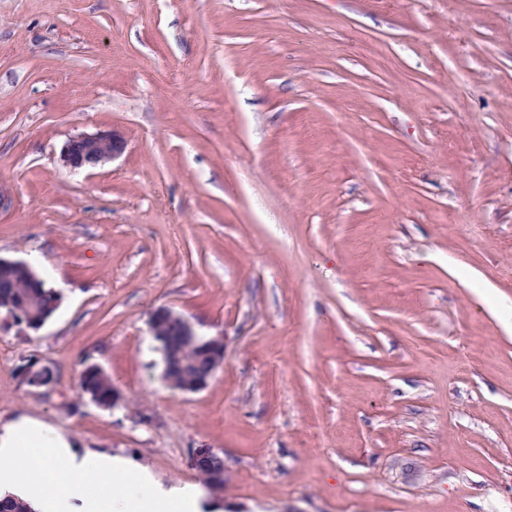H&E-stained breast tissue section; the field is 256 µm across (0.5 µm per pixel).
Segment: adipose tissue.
Segmentation results:
<instances>
[{
    "label": "adipose tissue",
    "mask_w": 512,
    "mask_h": 512,
    "mask_svg": "<svg viewBox=\"0 0 512 512\" xmlns=\"http://www.w3.org/2000/svg\"><path fill=\"white\" fill-rule=\"evenodd\" d=\"M22 448L49 449V468L67 475L69 488L50 497L42 481L18 477L17 453ZM103 480L112 484L107 512H169L174 506L193 512L201 497L193 486L157 488L146 474H133L127 460L79 453L61 431L36 419L0 425V498L24 500L32 512H97L99 503L89 489Z\"/></svg>",
    "instance_id": "obj_1"
}]
</instances>
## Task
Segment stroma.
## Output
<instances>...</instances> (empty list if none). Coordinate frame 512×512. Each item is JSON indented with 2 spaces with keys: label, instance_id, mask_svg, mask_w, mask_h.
<instances>
[{
  "label": "stroma",
  "instance_id": "obj_1",
  "mask_svg": "<svg viewBox=\"0 0 512 512\" xmlns=\"http://www.w3.org/2000/svg\"><path fill=\"white\" fill-rule=\"evenodd\" d=\"M100 129L125 153L63 167ZM34 255L61 303L0 318V424L166 489L212 449L198 512H512V0H0V257ZM161 307L223 340L206 389ZM127 141L116 131H96L71 136L61 151L63 164L72 169L103 166L122 155ZM45 366H49V365L46 363H42L39 360H28L26 363H24L20 367V375L22 377L23 382L26 385H28L27 384V375H28L29 371H32L35 369H41ZM50 379H51L50 372L40 370V371H37L32 374L28 383L31 385H44V384L48 383L50 381ZM53 384H54V382L47 386H31V385H28V386L35 387L37 389H42V388H51L53 386ZM78 383L83 394L93 396L112 408L119 406L125 400L118 388H112V381L105 372H98L85 366L79 374ZM214 455V451H212L209 448H200L195 453V460L197 462L199 461H205L208 459L211 455ZM197 472L200 476L201 483L205 487L214 488L215 493H221L224 491V483L223 484H212V478L211 474L220 470L224 469V459L220 455H214L209 459V462L206 466L198 467V465H195ZM208 488V489H209Z\"/></svg>",
  "mask_w": 512,
  "mask_h": 512
}]
</instances>
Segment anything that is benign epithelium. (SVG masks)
<instances>
[{
  "mask_svg": "<svg viewBox=\"0 0 512 512\" xmlns=\"http://www.w3.org/2000/svg\"><path fill=\"white\" fill-rule=\"evenodd\" d=\"M126 148V139L114 130L80 133L65 142L61 151V160L72 170L96 168L119 157ZM170 330L186 337L191 347L198 349L213 363L210 375L185 378L181 380L178 390L184 393H196L205 389L224 362V352L220 351L223 342L197 335L186 319L169 308L156 309L150 319L152 336H165Z\"/></svg>",
  "mask_w": 512,
  "mask_h": 512,
  "instance_id": "1",
  "label": "benign epithelium"
}]
</instances>
